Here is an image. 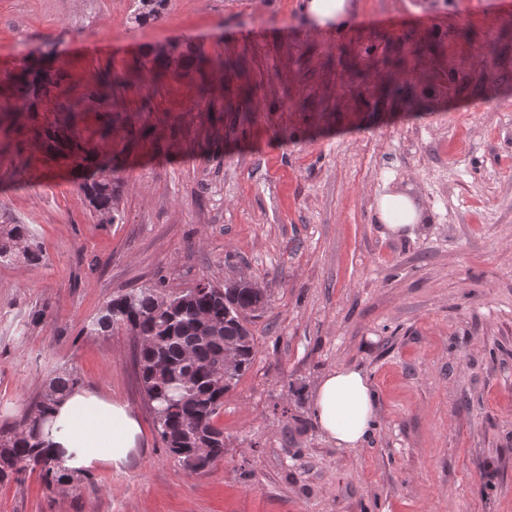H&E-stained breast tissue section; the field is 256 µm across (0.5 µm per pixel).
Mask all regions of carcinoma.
<instances>
[{"instance_id": "obj_1", "label": "carcinoma", "mask_w": 512, "mask_h": 512, "mask_svg": "<svg viewBox=\"0 0 512 512\" xmlns=\"http://www.w3.org/2000/svg\"><path fill=\"white\" fill-rule=\"evenodd\" d=\"M168 0H136L131 22L144 25L161 18ZM231 64L221 56L198 58L181 52L174 45L154 52V79L167 71L188 69L208 73L224 71ZM118 79L107 80L91 92V97L109 113L112 90ZM51 81L43 74L24 66L12 76L8 89L0 88V98L18 100L22 105L10 108L0 104V112L35 113L49 93ZM83 100L64 97L58 110L67 113L63 122L41 129L26 124L28 133L46 139L49 150L63 158L73 157L95 168L90 180L81 185L93 211L103 224L114 221L112 215V166L98 153L97 147H81L62 152L71 144L68 136L69 113L75 112ZM31 263L43 259L26 224L0 222V263L17 258ZM260 289L245 280L220 288L209 282L195 291L168 292L155 286L137 288L108 302L88 328L94 333H109L119 327L146 342L139 347L137 374L143 395L153 416L155 429L169 453L179 462L194 456L199 467L191 473L206 470L224 456V430L214 423L224 406V394L249 369L255 352V340L247 327L248 318L263 308ZM233 352V365L227 374L214 369ZM79 384V377L65 372L50 380L46 392L34 403L19 424L0 427V482L26 468L38 467L47 487L71 485L77 478L63 473L48 454L41 438L43 424L53 417L56 405Z\"/></svg>"}]
</instances>
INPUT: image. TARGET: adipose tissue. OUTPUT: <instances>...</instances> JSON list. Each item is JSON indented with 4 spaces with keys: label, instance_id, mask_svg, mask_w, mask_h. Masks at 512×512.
<instances>
[{
    "label": "adipose tissue",
    "instance_id": "ef3b65f1",
    "mask_svg": "<svg viewBox=\"0 0 512 512\" xmlns=\"http://www.w3.org/2000/svg\"><path fill=\"white\" fill-rule=\"evenodd\" d=\"M377 216L390 230H411L423 215L410 194L396 191L377 201ZM376 396L359 370L340 366L315 388L312 411L319 428L342 448L364 444L376 422ZM140 428L131 412L95 392L77 389L64 397L43 426L50 456L64 472L80 474L105 462L124 466Z\"/></svg>",
    "mask_w": 512,
    "mask_h": 512
}]
</instances>
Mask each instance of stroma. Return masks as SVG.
Returning <instances> with one entry per match:
<instances>
[{"label": "stroma", "instance_id": "stroma-1", "mask_svg": "<svg viewBox=\"0 0 512 512\" xmlns=\"http://www.w3.org/2000/svg\"><path fill=\"white\" fill-rule=\"evenodd\" d=\"M306 2L168 0L137 26L134 0H0V81L32 57L85 97L70 134L115 165L103 224L83 167L0 123V216L43 250L0 264V426L71 369L140 425L126 466L51 489L26 470L0 512H512V0H351L322 26ZM170 43L235 67L204 97L194 70L151 80ZM132 71L101 138L87 96ZM406 185L426 221L396 234L377 201ZM241 277L268 304L215 419L224 456L192 474L157 435L135 337L86 326L134 288ZM340 365L377 396L357 449L311 411Z\"/></svg>", "mask_w": 512, "mask_h": 512}]
</instances>
